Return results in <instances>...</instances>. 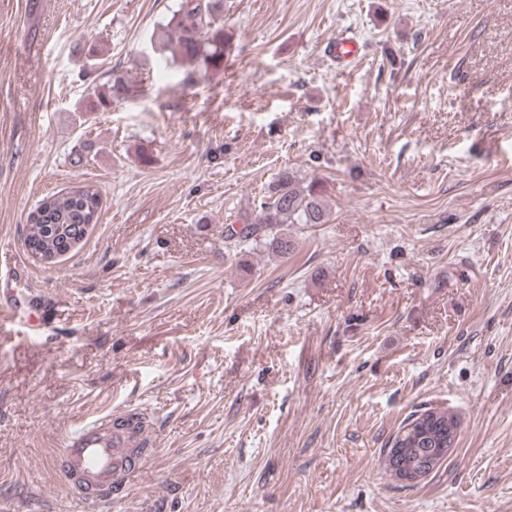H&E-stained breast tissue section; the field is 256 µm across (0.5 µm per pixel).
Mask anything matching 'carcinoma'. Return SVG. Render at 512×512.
I'll return each instance as SVG.
<instances>
[{"label": "carcinoma", "mask_w": 512, "mask_h": 512, "mask_svg": "<svg viewBox=\"0 0 512 512\" xmlns=\"http://www.w3.org/2000/svg\"><path fill=\"white\" fill-rule=\"evenodd\" d=\"M223 0H179L167 23L153 32L157 42L173 41L182 59L205 68L224 65L227 34L224 31ZM105 82L92 87L89 112H105L114 101L127 94V86L112 78V69L101 72ZM101 193L93 184L72 187L64 194L43 199L32 210L25 224V237L55 255H62L74 241L86 236L96 223ZM330 220L321 200L317 183L301 186L296 176L285 170L263 196L255 216L241 224L224 227V241L234 249L254 248L261 244L279 254L292 249L285 224H326ZM459 415L446 408L431 407L416 411L403 420L385 452L386 470L394 479L402 473L419 470V460L436 452L441 441H448V428Z\"/></svg>", "instance_id": "carcinoma-1"}]
</instances>
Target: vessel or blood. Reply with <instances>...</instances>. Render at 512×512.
<instances>
[{"label":"vessel or blood","mask_w":512,"mask_h":512,"mask_svg":"<svg viewBox=\"0 0 512 512\" xmlns=\"http://www.w3.org/2000/svg\"><path fill=\"white\" fill-rule=\"evenodd\" d=\"M327 50L337 65L347 66L355 61L359 44L339 37ZM130 416L120 408L103 418L78 421L50 460L83 512H110L113 497L128 488L150 458L145 425H122Z\"/></svg>","instance_id":"obj_1"}]
</instances>
